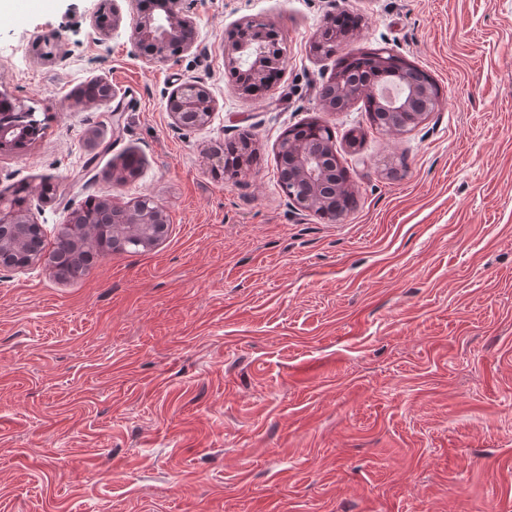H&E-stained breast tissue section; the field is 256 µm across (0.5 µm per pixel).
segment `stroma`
Here are the masks:
<instances>
[{
	"label": "stroma",
	"mask_w": 512,
	"mask_h": 512,
	"mask_svg": "<svg viewBox=\"0 0 512 512\" xmlns=\"http://www.w3.org/2000/svg\"><path fill=\"white\" fill-rule=\"evenodd\" d=\"M182 7L196 41L160 61L96 28L135 0H42L19 21L0 0V97L43 127L0 152V192L30 183L49 240L89 194L168 220L72 281L0 268V512H512V0ZM332 13L358 26L323 56ZM255 19L285 57L247 96L226 57ZM373 48L438 88L411 131L321 97ZM93 79L113 101L79 99ZM195 80L214 111L183 128L167 100ZM312 121L357 198L335 222L279 185L283 132ZM245 133L256 159L226 176Z\"/></svg>",
	"instance_id": "stroma-1"
}]
</instances>
